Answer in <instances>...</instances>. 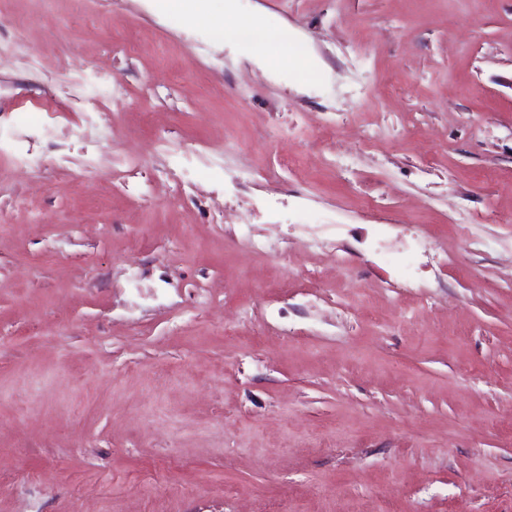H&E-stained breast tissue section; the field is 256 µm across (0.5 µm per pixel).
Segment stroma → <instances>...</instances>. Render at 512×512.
Here are the masks:
<instances>
[{
  "instance_id": "stroma-1",
  "label": "stroma",
  "mask_w": 512,
  "mask_h": 512,
  "mask_svg": "<svg viewBox=\"0 0 512 512\" xmlns=\"http://www.w3.org/2000/svg\"><path fill=\"white\" fill-rule=\"evenodd\" d=\"M232 13L0 0V512H512V0ZM237 34L244 41H250L257 37V31L249 22H244ZM285 39L290 40L288 30L278 25H271L267 29L259 31V36L250 43V46L269 66L295 65L299 63V60L290 54L288 55L283 42Z\"/></svg>"
}]
</instances>
